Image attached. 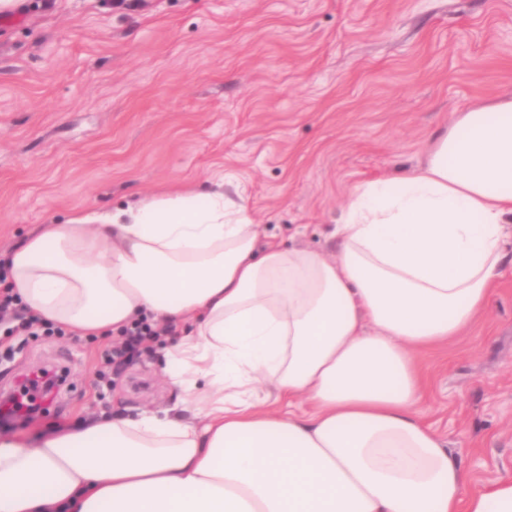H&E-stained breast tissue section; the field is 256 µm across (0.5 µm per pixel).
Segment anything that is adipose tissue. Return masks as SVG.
Segmentation results:
<instances>
[{"mask_svg": "<svg viewBox=\"0 0 512 512\" xmlns=\"http://www.w3.org/2000/svg\"><path fill=\"white\" fill-rule=\"evenodd\" d=\"M511 217L509 97L357 188L332 257L259 246L220 192L42 225L6 263L14 294L80 335L140 313L182 328L169 377L194 419L0 439V512H512V476L474 483L420 419L415 359L484 314Z\"/></svg>", "mask_w": 512, "mask_h": 512, "instance_id": "obj_1", "label": "adipose tissue"}]
</instances>
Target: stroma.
I'll use <instances>...</instances> for the list:
<instances>
[{
    "instance_id": "obj_1",
    "label": "stroma",
    "mask_w": 512,
    "mask_h": 512,
    "mask_svg": "<svg viewBox=\"0 0 512 512\" xmlns=\"http://www.w3.org/2000/svg\"><path fill=\"white\" fill-rule=\"evenodd\" d=\"M512 96V0H21L0 15V259L42 224L206 186L260 245L336 252L357 187L424 165L457 113ZM0 328V397L45 366L29 441L104 413L175 408L160 337ZM418 411L474 481L512 475V269L484 315L417 352Z\"/></svg>"
}]
</instances>
